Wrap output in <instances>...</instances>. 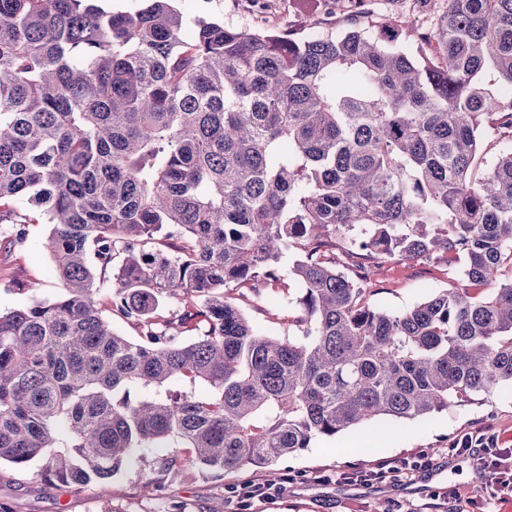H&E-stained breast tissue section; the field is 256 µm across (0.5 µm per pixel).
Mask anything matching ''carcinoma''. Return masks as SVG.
<instances>
[{
	"mask_svg": "<svg viewBox=\"0 0 512 512\" xmlns=\"http://www.w3.org/2000/svg\"><path fill=\"white\" fill-rule=\"evenodd\" d=\"M449 2L421 60L388 24L188 40L170 0H0V224L26 201L66 284L0 312V462L105 487L138 448H190L275 483L315 438L512 386V149L487 161L512 143V0ZM338 240L362 269L461 258L470 287L385 309ZM290 249L296 337L266 336L225 290Z\"/></svg>",
	"mask_w": 512,
	"mask_h": 512,
	"instance_id": "carcinoma-1",
	"label": "carcinoma"
}]
</instances>
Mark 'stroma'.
I'll return each instance as SVG.
<instances>
[{"instance_id": "35a3bbf8", "label": "stroma", "mask_w": 512, "mask_h": 512, "mask_svg": "<svg viewBox=\"0 0 512 512\" xmlns=\"http://www.w3.org/2000/svg\"><path fill=\"white\" fill-rule=\"evenodd\" d=\"M185 36L198 20L217 21L239 30L274 29L301 35L347 29L351 20L369 15L399 24L410 32L409 49L434 30L448 0H174ZM51 227L38 220L22 226L0 224V237L18 232L20 241L0 246V311L19 307L32 295L61 296L65 287L53 271L44 242ZM368 285L381 307L404 310L445 288L465 282L455 263L429 260L392 261L369 267ZM300 294L295 279L270 281L250 290L228 291L229 301L243 307L257 330L269 336H291L288 298ZM494 436L498 447L512 448V388L478 396L425 418L392 422L376 418L339 433L317 438L308 448L281 459L283 476L275 497L246 501L233 496L230 485L260 482L263 471L219 476L196 465L167 475L162 492L143 487L140 471L161 464L165 448L141 449L112 478L110 492L97 483L51 485L39 478V462L19 468L0 463V503L12 512H210L224 503V512H505L512 493L488 497L493 475L470 455L453 452L464 435ZM427 455L428 468L399 482L351 481L348 473L373 470L386 460Z\"/></svg>"}]
</instances>
